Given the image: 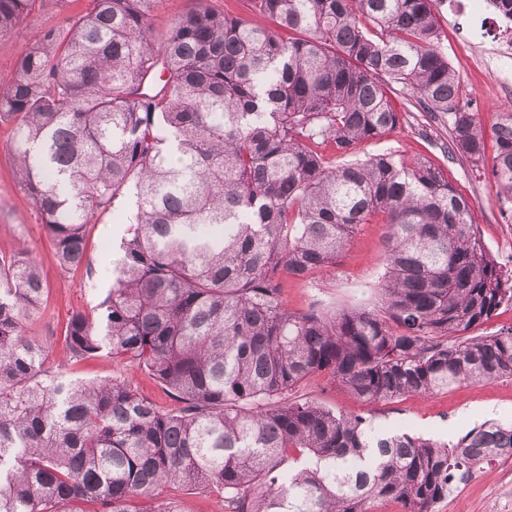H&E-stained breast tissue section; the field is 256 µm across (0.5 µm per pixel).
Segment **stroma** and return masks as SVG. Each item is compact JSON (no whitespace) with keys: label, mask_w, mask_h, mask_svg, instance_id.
Wrapping results in <instances>:
<instances>
[{"label":"stroma","mask_w":512,"mask_h":512,"mask_svg":"<svg viewBox=\"0 0 512 512\" xmlns=\"http://www.w3.org/2000/svg\"><path fill=\"white\" fill-rule=\"evenodd\" d=\"M86 7L87 0H41L15 31L1 37L0 88L8 83L18 59L44 27L78 16ZM437 18L442 47L464 88L461 102L478 110L486 154L494 156L497 115L512 110V55L501 54L505 45H512V29H506L491 9H484L479 16L472 14L469 0H442ZM389 95L403 114L402 124L362 144L358 157L392 152L408 161L428 158L442 169L449 184L470 200L473 220L489 252L503 268L512 267L505 256V248L512 241V219L496 199L489 165L448 157L447 122L419 111L401 86H392ZM11 135L10 124L0 123V252L28 249L37 259L48 289L41 309L28 322V335L52 342V361L67 377L86 382L126 377L160 409L173 408L175 402L168 392L145 371L106 356L78 361L65 350L62 332L69 316L96 309L111 286L112 263L117 257L114 244L123 229L122 211H107L88 227L83 265L63 271L40 214L12 174ZM385 230V224L378 220L362 225L336 267L306 280L289 279L284 290L289 308L303 311L316 301L336 305L374 301ZM300 393L337 411L370 416L383 429H405L443 441L457 439L488 419L512 424V378L481 385L461 383L430 396L372 406L361 405L322 375L311 378ZM500 498L512 500V460L492 465L458 484L439 512H492L493 501Z\"/></svg>","instance_id":"35a3bbf8"}]
</instances>
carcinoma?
<instances>
[{"label": "carcinoma", "mask_w": 512, "mask_h": 512, "mask_svg": "<svg viewBox=\"0 0 512 512\" xmlns=\"http://www.w3.org/2000/svg\"><path fill=\"white\" fill-rule=\"evenodd\" d=\"M39 0H0V36ZM159 0H90L39 32L0 91L16 181L58 264L86 227L132 209L97 316L64 342L146 370L73 380L27 334L46 285L0 255V512H179L165 486H203L224 512H436L455 484L512 459V427L455 441L383 430L296 396L325 374L361 403L512 378V330L469 332L512 303L470 201L429 160L352 159L402 124L388 89L448 119V154L484 161L478 113L440 46L436 0H248L252 19L193 6L156 36ZM491 177L512 203V112ZM386 224L373 303L288 308L283 280L336 265L358 226Z\"/></svg>", "instance_id": "1"}]
</instances>
